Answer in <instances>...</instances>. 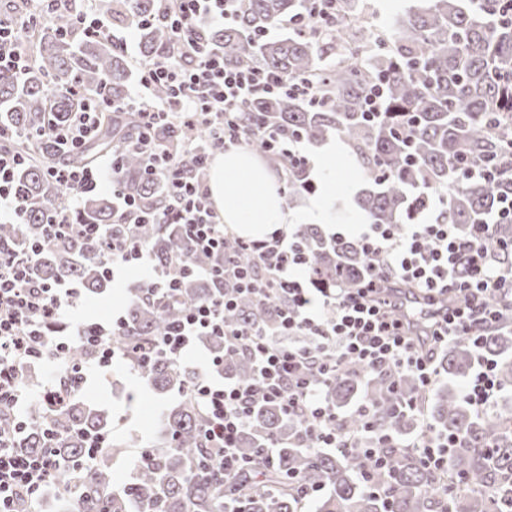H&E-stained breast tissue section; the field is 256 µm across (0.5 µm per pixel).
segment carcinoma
Segmentation results:
<instances>
[{
    "instance_id": "cac0c4a2",
    "label": "carcinoma",
    "mask_w": 512,
    "mask_h": 512,
    "mask_svg": "<svg viewBox=\"0 0 512 512\" xmlns=\"http://www.w3.org/2000/svg\"><path fill=\"white\" fill-rule=\"evenodd\" d=\"M311 0H233L230 24L206 30L204 48L224 55L228 64L252 60L292 80L326 83L328 101L312 104L291 95L252 102L242 114L250 131L249 145L264 150L263 133L284 127L309 144L334 136L362 164L370 188L358 201L372 224L399 227L412 219L411 203L419 193H433L454 182L461 165L487 167L488 179H468L448 195V223L461 233L492 216L500 199L512 195V16L499 14L501 0H485V10L470 0H425L397 21L396 33L385 42L357 27L363 12L359 0H343V8L326 23L330 39L311 35L302 25L287 37L270 39L267 32L309 13ZM44 22L18 32L34 41L36 56L21 79L0 75V132L27 158L17 174L26 199L24 224H0V243L24 249L40 240L50 215L66 207L68 189L51 180L47 169L60 164L82 165L115 153L120 165L118 190L135 198L140 208L162 210L168 185L144 172L137 153L125 146L137 132L134 112L119 107L126 101L130 64L121 48L105 34L84 36L75 26L77 0H45ZM105 10L139 35L141 59L151 61L175 40L171 24L159 15L156 0H107ZM384 89V112L368 121L362 102L370 87ZM91 106L102 112L98 135L80 147L62 152L45 133L65 123L71 113ZM270 162L288 172L290 206L313 190L310 173L294 168L277 153ZM120 207L112 198L92 196L73 217L75 224L118 222ZM153 254L155 263L185 255L190 265H207L208 257L188 254L181 224L123 225ZM294 237L309 258V270L324 288L353 286L368 262L349 241L328 238L314 224L296 229ZM242 265L253 256L239 248L236 237L224 244ZM100 246L80 239L50 240L36 261L39 279L77 280L90 294H100L110 281ZM217 290L192 272L183 274L173 303L159 300L144 283L125 305V328L118 345L137 374L157 393L171 390L181 399L166 409L162 423L167 443L148 449L131 484H117L107 455L86 459L84 438L109 431L112 417L72 392L57 408L33 407L18 447L30 453L53 451L69 467L80 469L77 495L81 512H301L298 487H319L316 512H512V417L477 414L450 382L470 372L475 353L465 341L452 342L437 363L448 381L423 394L433 431L461 439L448 451L447 465L437 472L400 448H386L393 459L391 475L374 477L370 489L361 480L362 463L311 447L306 424L282 414L271 403L255 406L238 439L239 454L249 460L239 473L211 469L201 435L203 416L191 388L198 370L182 367L163 355L141 364L134 350L149 345L163 328ZM283 301L243 297L225 316L233 326H259L270 337L282 334ZM480 353L497 362V378L512 388V325L505 317L483 327ZM224 375L234 382L256 379L252 361L224 349V341L205 339ZM416 381L406 376L391 385L385 373L368 374L357 365L329 388L337 409L363 397L374 409L370 421L350 415L342 422L355 440H377L424 433L419 413L403 407L404 397L417 395ZM274 447L268 459L263 449Z\"/></svg>"
}]
</instances>
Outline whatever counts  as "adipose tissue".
Masks as SVG:
<instances>
[{
    "mask_svg": "<svg viewBox=\"0 0 512 512\" xmlns=\"http://www.w3.org/2000/svg\"><path fill=\"white\" fill-rule=\"evenodd\" d=\"M210 197L226 224L244 234L260 237L275 226L303 222L325 224L334 210L335 193L307 201L289 213L278 192L275 172L257 154L232 148L217 155L209 177Z\"/></svg>",
    "mask_w": 512,
    "mask_h": 512,
    "instance_id": "obj_1",
    "label": "adipose tissue"
}]
</instances>
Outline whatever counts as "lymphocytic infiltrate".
Returning a JSON list of instances; mask_svg holds the SVG:
<instances>
[{"label": "lymphocytic infiltrate", "mask_w": 512, "mask_h": 512, "mask_svg": "<svg viewBox=\"0 0 512 512\" xmlns=\"http://www.w3.org/2000/svg\"><path fill=\"white\" fill-rule=\"evenodd\" d=\"M162 13L176 33L177 50L165 51L140 72L138 93L128 98L127 109L138 114V137L131 146L146 160L147 172L163 176L170 187L169 202L160 218L164 224H181L190 249L209 254L216 263L197 269L198 277L217 281L224 289L183 313L166 326L152 344L155 353L175 362L187 359L190 349L205 336H220L224 345L247 354L258 377L249 385L205 376L199 379L193 398L205 417L202 436L210 450V466L217 472L243 468L237 441L250 411L259 402L277 404L290 417L303 418L311 443L318 450H334L359 456L364 475L390 470L393 462L378 448L347 439L341 433L340 416L326 397V390L348 364L367 372H386L392 377L414 374L421 389L436 378L434 359L448 342L465 338L480 343L482 329L498 313L486 298L494 292L512 293V244L495 239L492 221L473 225L469 237H460L447 220V192L416 196L412 212L418 221L393 231L388 224L362 225L355 243L368 261L369 274L354 288H321L308 272L309 263L295 238L282 234L242 242L256 259L253 267L241 266L224 249V224L210 201L206 173L214 152L245 143L238 115L250 102L273 94L291 93L319 102L325 95L313 82L288 81L264 72L254 64L227 65L223 56L204 52L195 23L209 17L211 23L226 20L224 0H160ZM165 86L168 97L154 94ZM99 113L91 108L73 113L52 128L62 150L83 144L97 130ZM167 123L182 133L180 152L192 157L195 170L181 169L153 131ZM206 125L210 151H202L192 132ZM21 154L0 145V223L20 224L26 203L15 185ZM117 164L107 158L93 165L51 169L49 175L68 186L73 198L97 193ZM70 211L54 213L46 236L75 237L104 245L110 267L152 266L148 250L133 240L110 234L103 224H75ZM42 250L34 244L23 251L0 247V412L15 420L25 418L29 403L58 394L60 378L85 383L89 374L110 366L117 352L115 336L124 322L110 325L77 322L68 334L51 335L54 322L65 317L76 290L69 281L41 283L32 268ZM417 290L424 299L443 302L441 316L429 318L423 327L404 319L390 290L396 286ZM279 295L285 341L268 337L254 327L230 328L224 322L238 296ZM312 337L304 345L303 337ZM90 350L81 366L67 355L74 345ZM41 363L48 371L44 389L25 381L22 368ZM501 391L496 364L479 360L465 389V401L477 412H487ZM64 464L55 454L30 455L17 448L14 433L0 431V512H21L23 504L43 499L58 484Z\"/></svg>", "instance_id": "f902f5d3"}]
</instances>
